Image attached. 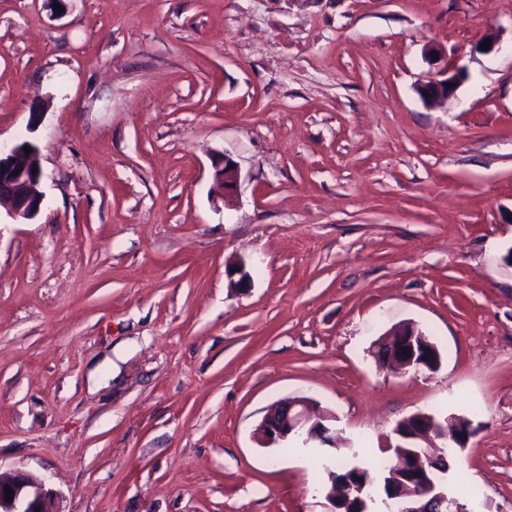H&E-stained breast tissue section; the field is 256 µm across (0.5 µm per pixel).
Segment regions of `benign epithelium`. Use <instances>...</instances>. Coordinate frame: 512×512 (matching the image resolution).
Wrapping results in <instances>:
<instances>
[{"label":"benign epithelium","instance_id":"benign-epithelium-1","mask_svg":"<svg viewBox=\"0 0 512 512\" xmlns=\"http://www.w3.org/2000/svg\"><path fill=\"white\" fill-rule=\"evenodd\" d=\"M466 78L463 68L449 64L436 76L421 83L417 93L427 103H436L452 96ZM42 176L41 154L25 152L21 143L0 145V201L10 203L9 216L21 223L33 219L40 209L41 196L36 186ZM240 179L238 164L225 155L215 165L214 180L218 191L229 196L236 191ZM388 347L389 354H375L377 360L393 371L420 374L436 371L441 363L437 347L413 323H404L375 346ZM336 417L317 409L312 399L292 397L272 406L257 428L262 443L268 447L300 438L307 445L319 440L329 448L336 447L332 428L324 420ZM474 432L471 425L462 426L455 414L433 419L423 412L401 420L394 429L398 442L386 446L392 453L393 476L389 484L386 507L389 512H430V506L452 504L455 512H465L463 505L450 502L448 485L436 475L450 470L449 448H464ZM331 489L326 494L328 512H373L375 498L365 496L366 485L336 478L330 474ZM12 490L6 499V490ZM0 512H59L52 492L44 480L21 471L0 473Z\"/></svg>","mask_w":512,"mask_h":512}]
</instances>
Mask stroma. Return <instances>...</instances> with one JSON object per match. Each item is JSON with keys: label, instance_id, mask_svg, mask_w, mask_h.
<instances>
[{"label": "stroma", "instance_id": "obj_1", "mask_svg": "<svg viewBox=\"0 0 512 512\" xmlns=\"http://www.w3.org/2000/svg\"><path fill=\"white\" fill-rule=\"evenodd\" d=\"M450 61L467 80L427 104ZM24 140L0 471L59 512H326L309 450L255 439L267 407L313 398L364 464L476 407L450 490L512 512V0H0V143ZM406 322L435 372L378 366ZM233 164V167H230ZM240 179V171L237 162L227 155L215 165L214 180L218 191L227 199L230 194L236 191Z\"/></svg>", "mask_w": 512, "mask_h": 512}]
</instances>
